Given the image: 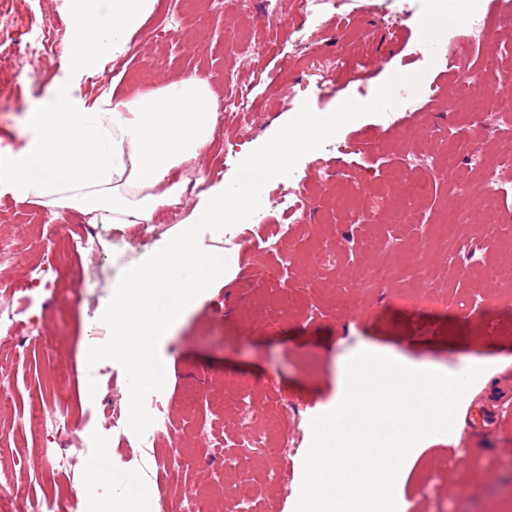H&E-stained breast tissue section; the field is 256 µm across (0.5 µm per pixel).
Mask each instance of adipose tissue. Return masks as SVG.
I'll return each mask as SVG.
<instances>
[{
  "label": "adipose tissue",
  "instance_id": "ef3b65f1",
  "mask_svg": "<svg viewBox=\"0 0 512 512\" xmlns=\"http://www.w3.org/2000/svg\"><path fill=\"white\" fill-rule=\"evenodd\" d=\"M156 0H65L72 19L71 65L127 53ZM220 97L199 74L166 81L149 94L113 91L87 102L60 84L24 121L25 142L0 161V194L49 209L85 208L109 224H144L178 200L172 170L198 158L213 139ZM77 512H147L146 502L112 486L98 467L84 470Z\"/></svg>",
  "mask_w": 512,
  "mask_h": 512
}]
</instances>
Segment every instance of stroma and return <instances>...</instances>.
<instances>
[{
    "mask_svg": "<svg viewBox=\"0 0 512 512\" xmlns=\"http://www.w3.org/2000/svg\"><path fill=\"white\" fill-rule=\"evenodd\" d=\"M398 0H262L257 12L207 10L185 0L169 12L157 0L132 38L130 52L84 71L65 65L71 22L63 0H0V20L19 48L0 72V147L18 148L23 120L59 83L76 85L88 100L109 94L113 79L133 93L162 79L195 72L216 89L225 75L250 93L247 130L219 117L214 136L221 155L202 152L170 179L197 176L201 188L228 183L242 145L267 139L302 103L334 111L345 99L369 101L394 73L422 72L408 112L369 115L344 125L323 148L304 155L293 177L266 186V213L223 232L201 234V246L223 254L227 275L159 344L169 379L150 413L167 422L178 445L137 437L126 420L112 422L102 406L111 395L128 408L122 367L103 361L87 368L85 352L107 341L99 319L131 259L148 257L180 231L197 202L177 211L158 207L146 233L110 224L93 252L74 255L64 227L87 224L75 208L45 207L0 195V249L13 255L0 268V303L20 313L11 334L0 333V380L12 388L0 403V470L15 476L18 512H74L75 488L87 464L108 459L114 483L137 473L152 487L149 512H178L181 500L201 494L199 512H225L229 498L253 512H293L311 421L332 410L340 365L375 349L406 363L459 371L465 358L490 361L492 389L472 388L461 400L450 433L419 442L399 473L401 512H512V417L479 437L466 433L473 415L491 411L496 393H512V265L501 246L512 225L479 224L475 255H450L448 213L461 205L441 168L421 161L431 139L457 146L456 178L470 195L480 183L470 147L482 137L494 158L512 213V123L490 114L459 115V92L449 56L469 55L482 80L498 81L512 57L475 47L460 25L445 56H434L419 27L396 25ZM271 39L270 50L243 55L244 37ZM429 173L430 190L402 211L392 189ZM310 206L291 220L289 203ZM57 271L42 308L25 307L22 285L36 263ZM391 268L383 286L367 283L372 266ZM432 292L436 305L412 311L394 303L399 293ZM97 392H90V380ZM67 415L86 454L59 466L41 453L51 433L31 418L32 397ZM182 458L157 475L153 459Z\"/></svg>",
    "mask_w": 512,
    "mask_h": 512,
    "instance_id": "stroma-1",
    "label": "stroma"
}]
</instances>
